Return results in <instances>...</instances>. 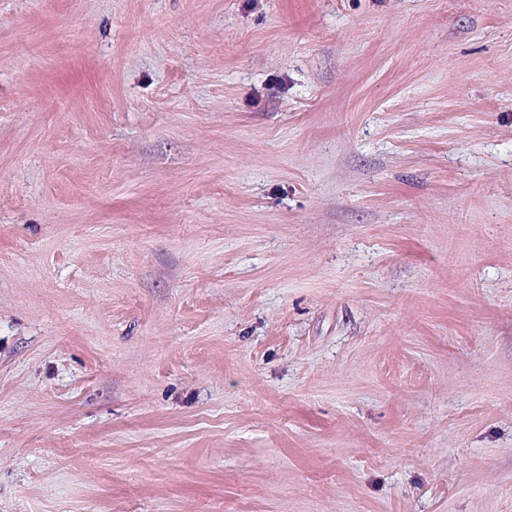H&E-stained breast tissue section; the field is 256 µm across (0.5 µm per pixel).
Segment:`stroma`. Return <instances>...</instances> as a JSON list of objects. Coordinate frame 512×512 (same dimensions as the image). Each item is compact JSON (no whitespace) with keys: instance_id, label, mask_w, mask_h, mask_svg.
Masks as SVG:
<instances>
[{"instance_id":"obj_1","label":"stroma","mask_w":512,"mask_h":512,"mask_svg":"<svg viewBox=\"0 0 512 512\" xmlns=\"http://www.w3.org/2000/svg\"><path fill=\"white\" fill-rule=\"evenodd\" d=\"M0 512H512V0H0Z\"/></svg>"}]
</instances>
